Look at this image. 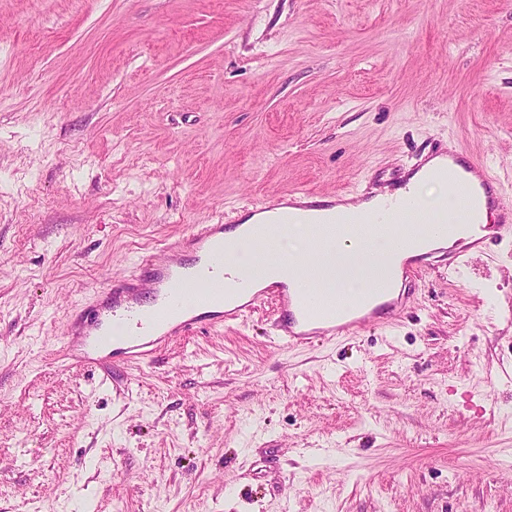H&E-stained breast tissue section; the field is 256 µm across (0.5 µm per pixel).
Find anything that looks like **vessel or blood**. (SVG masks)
<instances>
[{
	"label": "vessel or blood",
	"instance_id": "1",
	"mask_svg": "<svg viewBox=\"0 0 512 512\" xmlns=\"http://www.w3.org/2000/svg\"><path fill=\"white\" fill-rule=\"evenodd\" d=\"M448 167L438 176L461 194L463 207L456 220L471 222L480 206L497 214L486 236L470 242H455L448 253L460 259L482 251L487 240L512 234V200L491 190L486 166L449 148ZM334 201L303 203L300 211L282 212L279 224H312L316 239L335 234L337 218ZM438 224L440 217L412 197L387 200L381 205L374 224L359 226L362 236L383 235L386 225L401 222ZM226 224H195L178 246L169 248L163 261L144 257L142 273L137 279H122L98 292L93 305L79 310L74 336L88 346L84 364L104 370L113 365L147 363L167 342L179 338L201 325L217 326L252 312L266 295L276 300L275 336L288 348L314 345L316 341L356 336L372 325L391 322L415 300L413 282L417 273L436 259L428 251L406 259L402 266L403 285L397 295L375 289L361 300H323L318 291L305 281L294 286L280 285L273 291L253 289L242 274L232 272L225 258Z\"/></svg>",
	"mask_w": 512,
	"mask_h": 512
}]
</instances>
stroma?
<instances>
[{"instance_id": "35a3bbf8", "label": "stroma", "mask_w": 512, "mask_h": 512, "mask_svg": "<svg viewBox=\"0 0 512 512\" xmlns=\"http://www.w3.org/2000/svg\"><path fill=\"white\" fill-rule=\"evenodd\" d=\"M450 146L512 196V0H0V512H512L511 235L353 338L63 358L188 226Z\"/></svg>"}]
</instances>
